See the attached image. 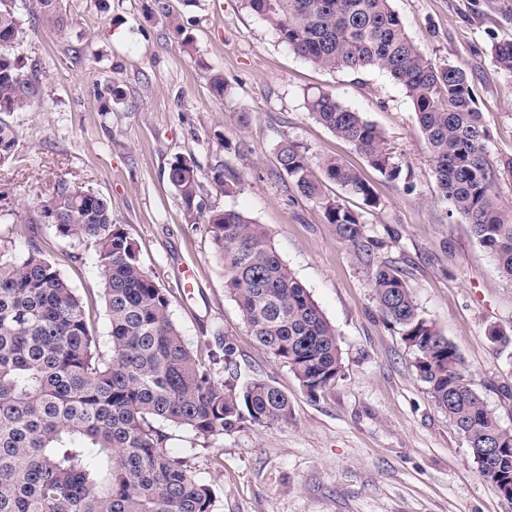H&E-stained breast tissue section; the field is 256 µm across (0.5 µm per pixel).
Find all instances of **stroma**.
<instances>
[{"mask_svg": "<svg viewBox=\"0 0 512 512\" xmlns=\"http://www.w3.org/2000/svg\"><path fill=\"white\" fill-rule=\"evenodd\" d=\"M482 14L481 0H392L421 52L463 67L477 93L492 158H512V76L490 54L512 39V0ZM35 0L17 6L16 54L36 75L31 107L7 114L19 133L0 166V240L24 254L26 226L90 310L100 348L108 320L88 255L33 219L58 182L112 203L143 265L170 295L172 316L190 347L216 333L234 338L243 378L271 380L293 402L285 424L225 434L208 446L167 426L166 450L215 493L213 512H512L485 480L465 437L435 405L414 369L415 351L382 317L371 270L329 224L323 209L288 180L276 161L290 141L308 154L358 169L380 199L363 211L368 236L382 239L422 315L458 349L473 387L512 431V357L488 331L512 336V284L474 238L448 218L416 115L402 87L379 69L359 73L312 65L280 43L243 0ZM177 15L194 41L187 54L169 26ZM222 72L224 97L210 90ZM118 86L112 100L108 86ZM332 93L384 136L411 173L388 180L350 144L313 120L306 94ZM193 156L201 168L200 211L187 213L167 179L170 161ZM236 184L224 194L210 174ZM237 209L265 226L283 262L335 327L343 375L309 397L287 367L250 335L225 288L224 265L205 223Z\"/></svg>", "mask_w": 512, "mask_h": 512, "instance_id": "35a3bbf8", "label": "stroma"}]
</instances>
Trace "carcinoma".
I'll return each instance as SVG.
<instances>
[{
  "label": "carcinoma",
  "mask_w": 512,
  "mask_h": 512,
  "mask_svg": "<svg viewBox=\"0 0 512 512\" xmlns=\"http://www.w3.org/2000/svg\"><path fill=\"white\" fill-rule=\"evenodd\" d=\"M280 43L323 69L386 71L413 105L430 158L438 200L448 217L470 224L478 243L512 283V212L498 186L512 158L494 160L467 71L427 58L408 35L391 0H244ZM19 20L0 0V112L30 106L36 77L13 49ZM494 63L512 76V41L491 46ZM310 116L351 144L380 174L407 180L383 135L333 94L310 93ZM17 131L0 120V165L12 159ZM280 170L372 265L374 299L414 348V368L439 409L465 435L479 473L512 499V431L472 388L456 346L424 318L393 265L374 260L363 214L328 184L379 206L372 186L340 160L311 157L284 142ZM186 210H199L200 169L178 156L167 172ZM34 222L87 252L101 283L109 350L100 351L82 298L34 240L27 252L0 248V512H213L210 489L166 451V425L216 441L248 425L292 418L288 394L274 382L218 381L184 341L171 300L145 270L137 243L112 222L102 196L57 184ZM224 263L225 287L256 342L311 397L335 386L342 359L336 329L288 270L263 225L238 210L207 219ZM237 347L216 336L212 363L237 372Z\"/></svg>",
  "instance_id": "carcinoma-1"
}]
</instances>
